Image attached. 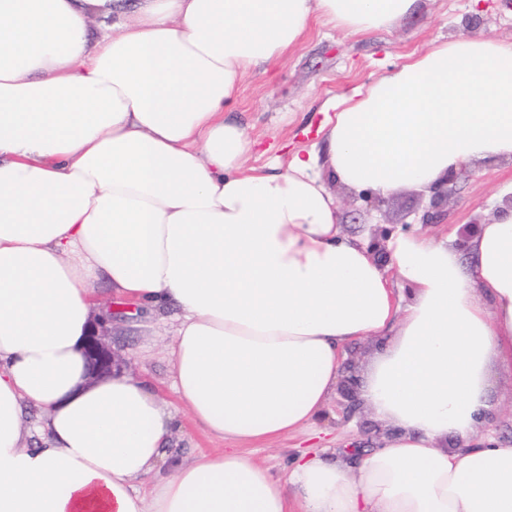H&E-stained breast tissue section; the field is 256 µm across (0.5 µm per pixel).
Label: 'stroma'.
Returning a JSON list of instances; mask_svg holds the SVG:
<instances>
[{
	"instance_id": "stroma-1",
	"label": "stroma",
	"mask_w": 512,
	"mask_h": 512,
	"mask_svg": "<svg viewBox=\"0 0 512 512\" xmlns=\"http://www.w3.org/2000/svg\"><path fill=\"white\" fill-rule=\"evenodd\" d=\"M482 37L512 41V0H420L414 17L392 29L356 37L316 20L288 54L242 79L224 116L257 139L252 166L265 165L271 153L287 159L297 150H319L324 140L318 129L327 103L376 80L403 64L409 54L424 52L434 43ZM511 183V160H483L457 171L446 217L443 223L427 225V232L473 233L476 224L494 217L505 198L504 188ZM331 189L340 205L338 222L347 232L379 221L391 228L417 226L430 202L426 193L406 189L386 197L380 210L370 211L361 192L338 182ZM168 333V327L161 324L142 333L132 332L122 321L112 325V336L128 362L129 373L152 379L161 397L171 403L175 397L168 387L170 363L163 351ZM489 402L499 418L483 425L482 433L512 446L511 368L497 366ZM349 406V399L336 393L312 428L247 447L246 452L284 481L288 463L299 451L341 450L356 441L375 447L377 422L363 411H350Z\"/></svg>"
}]
</instances>
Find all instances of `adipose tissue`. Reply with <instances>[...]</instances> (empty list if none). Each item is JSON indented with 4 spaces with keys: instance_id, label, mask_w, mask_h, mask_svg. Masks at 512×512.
I'll return each mask as SVG.
<instances>
[{
    "instance_id": "ef3b65f1",
    "label": "adipose tissue",
    "mask_w": 512,
    "mask_h": 512,
    "mask_svg": "<svg viewBox=\"0 0 512 512\" xmlns=\"http://www.w3.org/2000/svg\"><path fill=\"white\" fill-rule=\"evenodd\" d=\"M416 5L0 0V512H512V447L478 431L512 340V211L463 247L390 233L384 266L329 186L425 192L512 159V42L409 55L334 105L323 151L262 171L224 120L313 17L354 36ZM113 301L172 317L175 405L124 370L89 377ZM363 340L376 447L301 455L284 483L240 452L312 427ZM182 410L226 449L171 454Z\"/></svg>"
}]
</instances>
